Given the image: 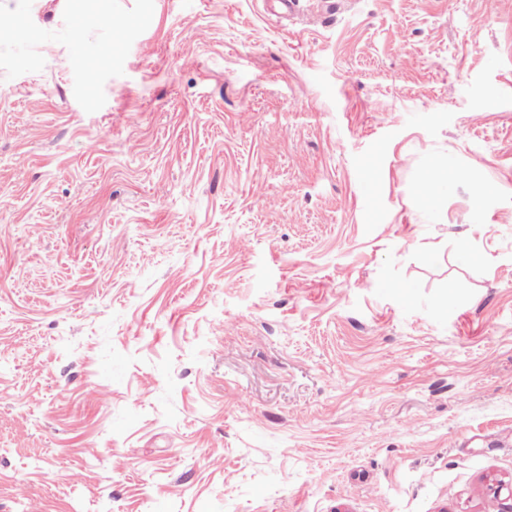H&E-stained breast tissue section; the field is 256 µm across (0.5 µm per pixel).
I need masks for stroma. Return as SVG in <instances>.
I'll return each instance as SVG.
<instances>
[{"label": "stroma", "instance_id": "stroma-1", "mask_svg": "<svg viewBox=\"0 0 512 512\" xmlns=\"http://www.w3.org/2000/svg\"><path fill=\"white\" fill-rule=\"evenodd\" d=\"M38 51L0 69V512H495L512 0H154L93 113Z\"/></svg>", "mask_w": 512, "mask_h": 512}]
</instances>
